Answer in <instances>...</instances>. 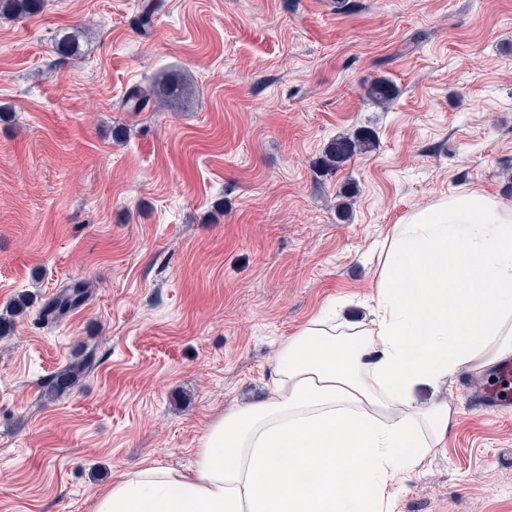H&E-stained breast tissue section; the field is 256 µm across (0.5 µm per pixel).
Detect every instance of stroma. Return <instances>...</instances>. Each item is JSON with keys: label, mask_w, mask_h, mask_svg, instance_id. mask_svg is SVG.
Returning <instances> with one entry per match:
<instances>
[{"label": "stroma", "mask_w": 512, "mask_h": 512, "mask_svg": "<svg viewBox=\"0 0 512 512\" xmlns=\"http://www.w3.org/2000/svg\"><path fill=\"white\" fill-rule=\"evenodd\" d=\"M147 2L0 18V311L94 285L0 340V512H90L143 461L190 466L216 414L266 396L281 340L368 316L393 224L471 189L512 200V0H160L144 35ZM162 72L193 83L184 111L122 108ZM358 130L373 151L317 173ZM488 378L449 382L448 445L394 512H512V411L470 404ZM87 289L81 281L66 286L51 302L42 306L39 319L58 321L63 315L81 306L87 298ZM91 364L90 358L76 359L62 371L57 372L47 385L48 396L53 398L55 395L78 387Z\"/></svg>", "instance_id": "35a3bbf8"}]
</instances>
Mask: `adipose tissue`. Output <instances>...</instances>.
Instances as JSON below:
<instances>
[{"label":"adipose tissue","mask_w":512,"mask_h":512,"mask_svg":"<svg viewBox=\"0 0 512 512\" xmlns=\"http://www.w3.org/2000/svg\"><path fill=\"white\" fill-rule=\"evenodd\" d=\"M369 319L311 318L270 395L215 415L191 468L123 473L91 512H391L448 444V380L512 356V202L473 190L393 225Z\"/></svg>","instance_id":"1"}]
</instances>
